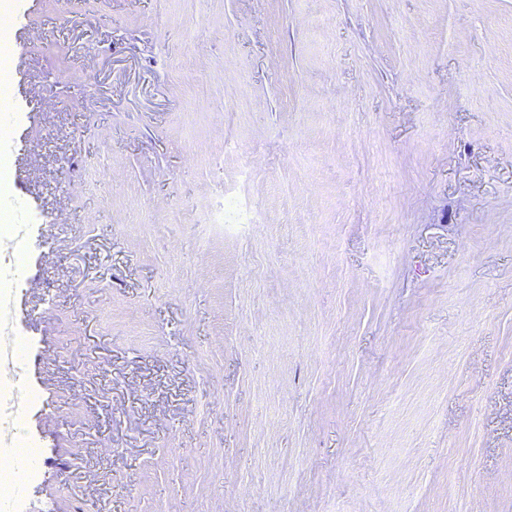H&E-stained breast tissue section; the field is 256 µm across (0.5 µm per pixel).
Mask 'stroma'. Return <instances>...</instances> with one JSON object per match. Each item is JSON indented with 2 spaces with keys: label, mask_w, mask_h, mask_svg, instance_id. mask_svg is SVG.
<instances>
[{
  "label": "stroma",
  "mask_w": 512,
  "mask_h": 512,
  "mask_svg": "<svg viewBox=\"0 0 512 512\" xmlns=\"http://www.w3.org/2000/svg\"><path fill=\"white\" fill-rule=\"evenodd\" d=\"M23 512H512V0H8Z\"/></svg>",
  "instance_id": "1"
}]
</instances>
